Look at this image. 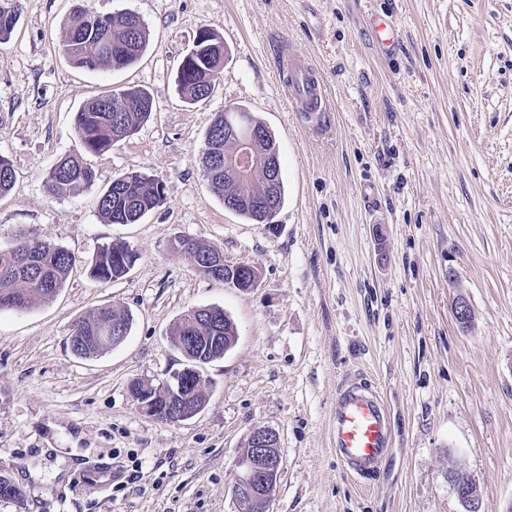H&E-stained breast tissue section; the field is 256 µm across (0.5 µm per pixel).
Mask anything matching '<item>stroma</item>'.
I'll return each mask as SVG.
<instances>
[{
    "label": "stroma",
    "instance_id": "1",
    "mask_svg": "<svg viewBox=\"0 0 512 512\" xmlns=\"http://www.w3.org/2000/svg\"><path fill=\"white\" fill-rule=\"evenodd\" d=\"M80 6L138 15L143 58L73 65L59 45ZM377 16L393 46L373 36ZM204 27L224 40V69L189 104L175 77ZM285 43L321 74L326 112L293 110ZM127 87L150 94L149 119L88 156L92 185L48 194L78 109ZM228 106L276 137L285 195L271 224L209 187L201 153ZM0 155L15 172L0 246L35 235L78 259L52 299L0 311V473L26 493L0 498V512H237L234 461L260 426L280 437L270 512H465L452 461L475 479L478 512L512 507V0H21L0 43ZM131 171L162 182L166 199L136 223H105L98 199ZM182 238L255 266L257 288L200 276ZM113 241L137 259L96 282L87 266ZM458 288L474 311L466 329L451 309ZM104 306L129 315L126 340L73 355L75 321ZM195 307L224 309L237 342L203 369L204 409L161 423L129 388L183 368L169 336ZM349 375L382 395L394 430L364 481L328 440Z\"/></svg>",
    "mask_w": 512,
    "mask_h": 512
}]
</instances>
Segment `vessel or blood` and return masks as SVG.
Listing matches in <instances>:
<instances>
[{"label": "vessel or blood", "mask_w": 512, "mask_h": 512, "mask_svg": "<svg viewBox=\"0 0 512 512\" xmlns=\"http://www.w3.org/2000/svg\"><path fill=\"white\" fill-rule=\"evenodd\" d=\"M293 106L301 112L328 106L317 72L299 53L280 61ZM330 445L347 471L358 478L375 474L393 439L390 416L381 400L356 384L342 386L330 408Z\"/></svg>", "instance_id": "1"}]
</instances>
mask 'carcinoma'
<instances>
[{"mask_svg":"<svg viewBox=\"0 0 512 512\" xmlns=\"http://www.w3.org/2000/svg\"><path fill=\"white\" fill-rule=\"evenodd\" d=\"M21 10V0H0V43L10 39ZM148 44L145 24L131 13L106 15L97 21L83 11L60 44V50L73 64L89 71L124 68L141 58ZM224 68V41L209 28L197 34L191 52L178 65L176 85L181 97L194 104L210 94ZM152 111L149 94L130 87L117 93L110 91L87 101L77 112L75 128L79 147L61 157L50 168L45 185L48 193L59 195L96 180L93 168L85 161L87 154H103L113 141L131 136ZM236 143L224 137V113L217 112L206 134L202 164L211 190L234 206V212L257 224L269 215L247 203V198L263 186L267 167L260 163L241 179H235L224 167L232 162ZM260 157H269L280 166L276 139L271 131L256 143ZM14 183L9 160L0 156V196L8 194ZM164 186L143 172H127L100 196L101 218L111 224H131L161 205ZM192 263L211 249L197 241L179 242ZM135 254L122 243H106L93 257L89 276L98 282L122 278L134 263ZM76 257L66 248L29 236L16 245L0 248V309L25 311L36 303L53 298L65 287ZM128 323L130 318L111 307L97 308L79 318L74 329L83 338L80 354H98L110 342L98 334L99 324L115 318ZM187 336L195 337L196 357L191 360L195 385L193 400L203 406L207 400V379L201 367L224 357L236 343L234 322L217 307L191 309L181 316L170 336L175 349ZM0 497L23 500L22 490L11 478L0 474Z\"/></svg>","mask_w":512,"mask_h":512,"instance_id":"cac0c4a2","label":"carcinoma"}]
</instances>
